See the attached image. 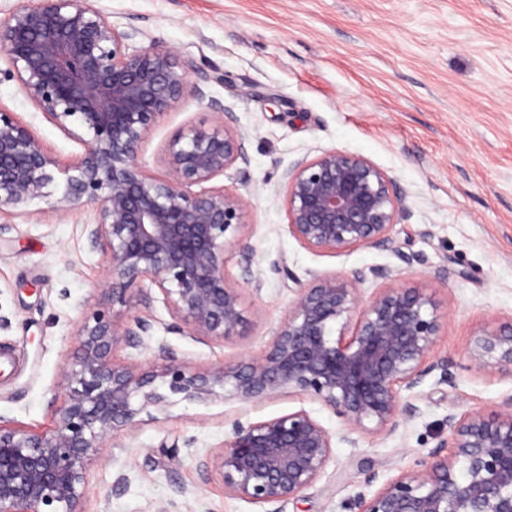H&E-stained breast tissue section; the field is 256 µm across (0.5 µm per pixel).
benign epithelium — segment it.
I'll return each mask as SVG.
<instances>
[{"instance_id":"benign-epithelium-1","label":"benign epithelium","mask_w":512,"mask_h":512,"mask_svg":"<svg viewBox=\"0 0 512 512\" xmlns=\"http://www.w3.org/2000/svg\"><path fill=\"white\" fill-rule=\"evenodd\" d=\"M136 35L92 0H34L0 24L7 60L0 76L17 79L35 107L84 147L55 197V159L0 110V215L37 199L58 215L95 204L85 234L108 261L104 302L118 314L149 304L151 294L130 291L148 278L174 329L199 343L223 341L244 323L238 294L226 284V256L236 254L241 279L253 280L254 250L244 240L249 202L192 187L232 167L247 172L249 137L212 99L222 121L175 131L164 147L168 175L148 174L141 147L151 129L187 95L204 100L201 83L223 77L214 67V76L193 83L168 45L151 39L130 49ZM280 181L287 232L303 247L332 254L391 247L403 264H424L423 254L393 246L394 224L409 216L405 195L368 158L326 150L295 161ZM270 270L297 285L287 318L262 354L210 370L194 371L168 346L148 344L151 324L140 316L122 325L100 312L84 320L54 428L35 435L0 424V512H82L103 442L154 418L177 395L248 406L288 393L321 402L352 432L387 437L419 413L402 392L431 380L455 386L456 363L433 354L441 318L435 302L419 286L392 285L394 268L315 274L307 283L283 260ZM368 281L384 287L365 296ZM122 347L149 350L151 367L116 361ZM468 358L512 375V323L481 330ZM447 422L448 438L372 493H358L355 512H512V396L494 413L450 412ZM332 458L331 433L304 408L236 419L218 451L194 456L202 478L219 471L225 493L265 512H287L306 497Z\"/></svg>"}]
</instances>
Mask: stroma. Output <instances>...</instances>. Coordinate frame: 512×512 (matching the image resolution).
Instances as JSON below:
<instances>
[{
	"label": "stroma",
	"mask_w": 512,
	"mask_h": 512,
	"mask_svg": "<svg viewBox=\"0 0 512 512\" xmlns=\"http://www.w3.org/2000/svg\"><path fill=\"white\" fill-rule=\"evenodd\" d=\"M112 22L170 46L194 71L218 67L207 100L189 96L149 132L146 171L168 172L164 146L185 126L211 125L216 99L250 136L248 172L227 169L212 185L250 203L246 239L255 283L225 264L245 322L237 336L198 343L174 330L161 296L136 313L151 323L152 343L169 346L195 370L260 355L294 298L272 277L284 259L301 281L356 268H398L400 285L426 289L442 315L437 355L458 365L455 387L427 384L421 413L388 437L348 433L333 411L307 398L278 396L240 409L214 398L173 397L152 421L104 448L89 472L83 512H263L224 492L219 473L202 480L185 439L213 450L228 437L225 419L247 412L268 419L304 408L333 436V458L302 512H350L371 474L393 477L448 435V413H489L512 396V377L468 359L474 334L512 322V0H95ZM0 110L28 127L65 176L83 156L29 101L18 81H0ZM362 155L406 194L410 214L392 230L395 246L423 253L426 265L402 267L393 249L358 246L341 254L311 251L288 235L280 172L328 149ZM95 207L67 215L36 200L0 217V421L33 433L54 428L62 374L75 356L82 318L98 309L105 257L84 235ZM456 262L447 279L435 271ZM129 476L112 487L117 469Z\"/></svg>",
	"instance_id": "obj_1"
}]
</instances>
